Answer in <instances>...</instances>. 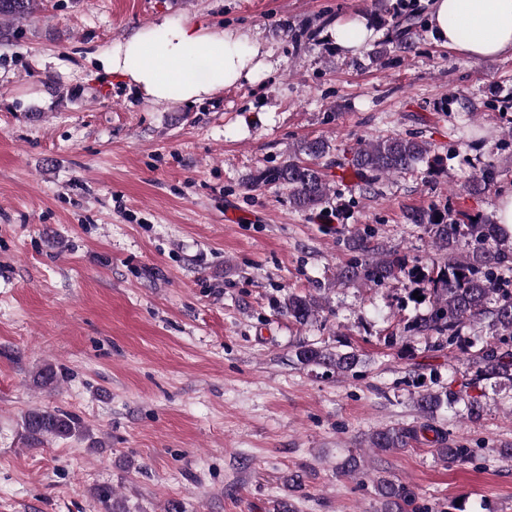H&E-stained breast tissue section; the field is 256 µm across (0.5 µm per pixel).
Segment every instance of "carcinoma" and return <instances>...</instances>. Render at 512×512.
Listing matches in <instances>:
<instances>
[{
    "mask_svg": "<svg viewBox=\"0 0 512 512\" xmlns=\"http://www.w3.org/2000/svg\"><path fill=\"white\" fill-rule=\"evenodd\" d=\"M33 10V0H0V20L21 22ZM431 153L432 143L420 136H381L353 149L351 159L338 168L351 171L372 187L385 178L413 170L429 160ZM329 154L327 141L301 140L293 147L288 163L258 171L252 186H286L295 208L314 210L328 203L333 194L332 179L318 163ZM495 178V168L489 164L471 181L469 189L474 194L484 193L494 185ZM406 219L422 226L432 246L448 256V262L428 278V317L409 329L430 349L457 346L467 353L473 369L471 384L493 379L496 384L512 389V234L501 224H464L459 219L436 218L425 211L411 212ZM345 247L350 258L336 268L333 284L338 287L379 286L398 278L404 270L402 259L386 249L368 227L351 232ZM280 309L305 327L315 323L324 312L326 297L320 293H291ZM482 324L488 328L490 337L483 338L477 331ZM295 356L303 365L323 367L338 375L351 372L360 363L354 351H333L314 343L297 347ZM60 380L62 375L52 364L42 367L34 377V383L41 389H51ZM461 402L467 420L481 418L483 405L476 397L466 400L460 390L424 391L416 398L420 420L378 428L368 434L366 447L390 452L425 440L433 444L442 460L464 462L471 457V449L448 439V431L436 425L440 409H454ZM22 427L32 446L50 439L90 436L79 417L63 410L34 407L24 415ZM375 491L380 512H406L415 500L409 487L386 476L376 479ZM98 497L106 512H127L125 501L112 489L101 490Z\"/></svg>",
    "mask_w": 512,
    "mask_h": 512,
    "instance_id": "carcinoma-1",
    "label": "carcinoma"
}]
</instances>
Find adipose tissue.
Instances as JSON below:
<instances>
[{
    "label": "adipose tissue",
    "mask_w": 512,
    "mask_h": 512,
    "mask_svg": "<svg viewBox=\"0 0 512 512\" xmlns=\"http://www.w3.org/2000/svg\"><path fill=\"white\" fill-rule=\"evenodd\" d=\"M429 24L438 42L463 58L512 54V0H432ZM100 62L163 101L195 100L269 69L259 44L245 36L211 35L205 24L166 18L115 44Z\"/></svg>",
    "instance_id": "1"
}]
</instances>
